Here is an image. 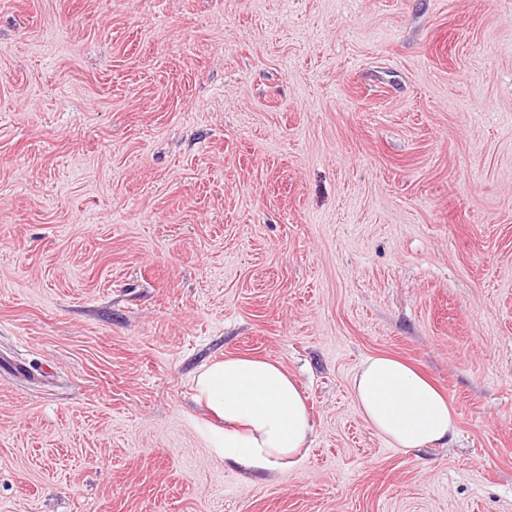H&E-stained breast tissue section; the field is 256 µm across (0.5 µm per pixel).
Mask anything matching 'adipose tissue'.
I'll use <instances>...</instances> for the list:
<instances>
[{"label": "adipose tissue", "mask_w": 512, "mask_h": 512, "mask_svg": "<svg viewBox=\"0 0 512 512\" xmlns=\"http://www.w3.org/2000/svg\"><path fill=\"white\" fill-rule=\"evenodd\" d=\"M195 399L215 417L211 449L253 471L295 466L313 425L296 378L279 363L248 356L211 360L194 379ZM357 408L396 448L443 447L457 434L447 398L401 360L364 359L352 379Z\"/></svg>", "instance_id": "1"}]
</instances>
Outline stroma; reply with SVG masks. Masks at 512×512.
<instances>
[{
    "label": "stroma",
    "mask_w": 512,
    "mask_h": 512,
    "mask_svg": "<svg viewBox=\"0 0 512 512\" xmlns=\"http://www.w3.org/2000/svg\"><path fill=\"white\" fill-rule=\"evenodd\" d=\"M375 354L453 443L364 421ZM228 355L294 467L211 451ZM0 512H512V0H0ZM352 394L365 421L395 448L443 447L456 437L448 399L395 357L364 359L352 379ZM195 400L224 422L210 424L214 453L253 471L298 463L313 425L296 378L279 363L248 356L211 360L194 378Z\"/></svg>",
    "instance_id": "stroma-1"
}]
</instances>
